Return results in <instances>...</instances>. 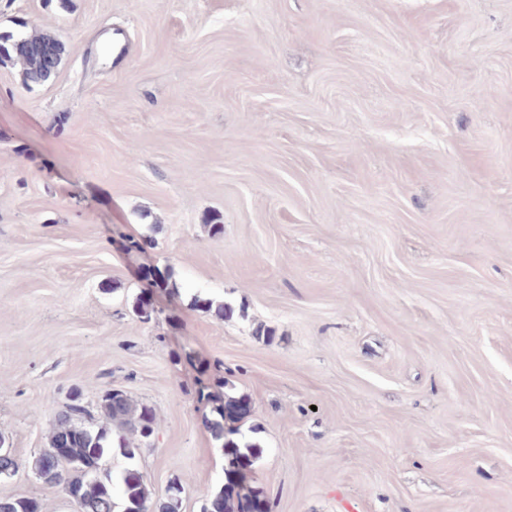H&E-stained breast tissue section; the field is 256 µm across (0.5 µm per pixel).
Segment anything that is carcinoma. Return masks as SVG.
<instances>
[{
    "mask_svg": "<svg viewBox=\"0 0 512 512\" xmlns=\"http://www.w3.org/2000/svg\"><path fill=\"white\" fill-rule=\"evenodd\" d=\"M47 43L56 45L55 56L41 55L40 46ZM63 53V44L48 34H0V61L16 60L29 85L47 82L61 64ZM98 411L103 419L100 425L82 393L73 391L55 414L48 446L30 462L32 472L49 486L63 487L75 498L79 512H180L183 488L177 481H170L165 497L154 501L137 468H125L117 483L107 468L113 452L131 462L151 443L157 429L154 407L109 387L99 398ZM214 412L219 419L212 422V432L224 440L229 463L224 468V486L210 495L204 512H268L265 496L247 488L242 480L243 467L262 452L236 426L249 413L248 401L226 396ZM19 468V460L0 441V479L13 477ZM0 512H42V504L32 497H0Z\"/></svg>",
    "mask_w": 512,
    "mask_h": 512,
    "instance_id": "1",
    "label": "carcinoma"
}]
</instances>
